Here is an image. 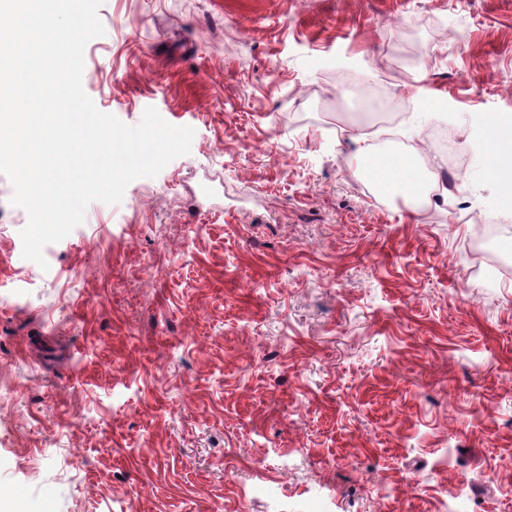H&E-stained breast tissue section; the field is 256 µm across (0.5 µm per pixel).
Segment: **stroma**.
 <instances>
[{"label": "stroma", "mask_w": 512, "mask_h": 512, "mask_svg": "<svg viewBox=\"0 0 512 512\" xmlns=\"http://www.w3.org/2000/svg\"><path fill=\"white\" fill-rule=\"evenodd\" d=\"M83 88L189 154L22 256L0 174V497L24 512H512V223L486 118L512 117V0H104ZM402 142L478 222L363 192L350 135ZM214 189L199 194L201 185Z\"/></svg>", "instance_id": "stroma-1"}]
</instances>
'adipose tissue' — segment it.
<instances>
[{"instance_id": "adipose-tissue-1", "label": "adipose tissue", "mask_w": 512, "mask_h": 512, "mask_svg": "<svg viewBox=\"0 0 512 512\" xmlns=\"http://www.w3.org/2000/svg\"><path fill=\"white\" fill-rule=\"evenodd\" d=\"M500 126V132H489L487 138L497 143L499 149L505 150L507 157L491 167L488 175L500 187L502 206L511 209L512 121H501ZM353 141L358 146L356 157L359 165L370 167L373 183L386 187L388 196L401 195L417 203L427 199V186L434 182L435 177L417 167L412 156L395 159L381 157L375 154L370 146L365 145L363 136H354Z\"/></svg>"}]
</instances>
